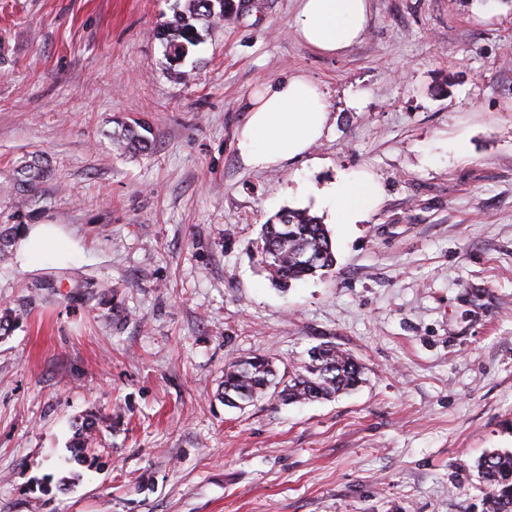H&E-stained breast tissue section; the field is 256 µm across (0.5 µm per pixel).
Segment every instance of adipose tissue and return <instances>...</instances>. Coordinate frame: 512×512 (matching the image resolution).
<instances>
[{
    "mask_svg": "<svg viewBox=\"0 0 512 512\" xmlns=\"http://www.w3.org/2000/svg\"><path fill=\"white\" fill-rule=\"evenodd\" d=\"M369 0H296L291 29L315 51L339 56L362 38ZM247 117L236 133V147L252 167L269 169L306 155L326 130L329 103L319 86L303 74L259 85L247 99ZM383 188L371 174L339 177L321 197L339 223L353 224L381 202ZM17 250L23 266L38 265L76 252L77 245L51 224L21 232Z\"/></svg>",
    "mask_w": 512,
    "mask_h": 512,
    "instance_id": "adipose-tissue-1",
    "label": "adipose tissue"
}]
</instances>
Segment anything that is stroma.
<instances>
[{
    "instance_id": "stroma-1",
    "label": "stroma",
    "mask_w": 512,
    "mask_h": 512,
    "mask_svg": "<svg viewBox=\"0 0 512 512\" xmlns=\"http://www.w3.org/2000/svg\"><path fill=\"white\" fill-rule=\"evenodd\" d=\"M233 2L179 62L161 31L187 0H0V230L80 248L0 262V512H483L477 463L512 448V0L486 22V0H369L338 57L290 32L295 0ZM298 73L327 132L248 166L249 92ZM125 126L150 151L117 149ZM352 171L382 202L331 223L301 188ZM285 209L336 263L283 289L258 251ZM324 344L360 387L219 400L230 363L288 376ZM21 265H39L57 259L62 254L77 251V244L59 233L54 224H32L17 239Z\"/></svg>"
}]
</instances>
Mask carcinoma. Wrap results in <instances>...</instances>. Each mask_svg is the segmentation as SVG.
<instances>
[{"mask_svg":"<svg viewBox=\"0 0 512 512\" xmlns=\"http://www.w3.org/2000/svg\"><path fill=\"white\" fill-rule=\"evenodd\" d=\"M190 17L208 23L228 20L229 0H188ZM199 31L189 17L179 16L162 32L167 47L177 56L184 55L198 41ZM117 142L135 151H148L151 144L137 131L128 128L117 134ZM310 251L323 256L322 263L308 267L297 260V255ZM272 281L288 284L312 276L334 264L331 239L326 225L318 217L303 209H286L278 215V222L264 225L263 245L260 251ZM362 368L348 354L334 345H321L317 355L300 363L293 376L285 381L278 377L272 357L263 355L232 363L224 371L221 395H232L248 404L261 399L270 387H281L280 398L288 402L325 399L354 389L361 382ZM95 430L93 419H86L77 430L72 445L75 459L85 450L87 439ZM478 469L487 487L485 512H512V449L495 450L485 454Z\"/></svg>","mask_w":512,"mask_h":512,"instance_id":"cac0c4a2","label":"carcinoma"}]
</instances>
